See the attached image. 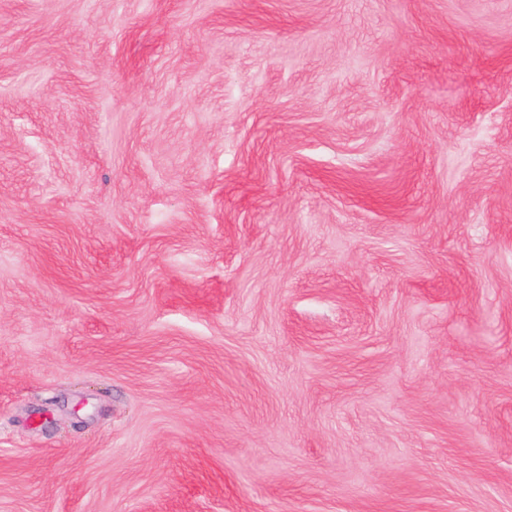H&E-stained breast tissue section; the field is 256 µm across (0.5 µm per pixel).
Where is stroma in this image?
Returning a JSON list of instances; mask_svg holds the SVG:
<instances>
[{
	"label": "stroma",
	"instance_id": "35a3bbf8",
	"mask_svg": "<svg viewBox=\"0 0 512 512\" xmlns=\"http://www.w3.org/2000/svg\"><path fill=\"white\" fill-rule=\"evenodd\" d=\"M0 512H512V0H0Z\"/></svg>",
	"mask_w": 512,
	"mask_h": 512
}]
</instances>
